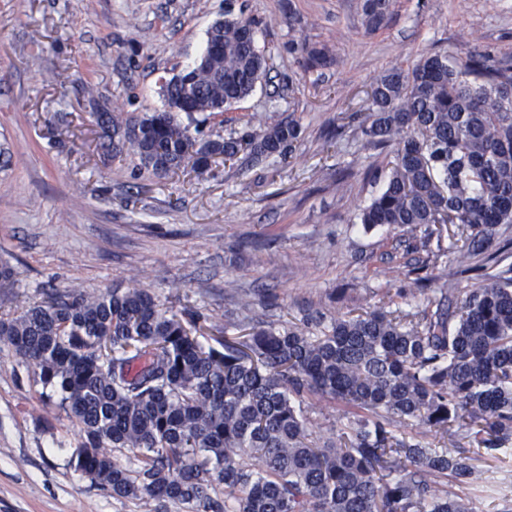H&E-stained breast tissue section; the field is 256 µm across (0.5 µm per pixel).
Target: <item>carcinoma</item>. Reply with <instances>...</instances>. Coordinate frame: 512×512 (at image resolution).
Returning a JSON list of instances; mask_svg holds the SVG:
<instances>
[{"mask_svg": "<svg viewBox=\"0 0 512 512\" xmlns=\"http://www.w3.org/2000/svg\"><path fill=\"white\" fill-rule=\"evenodd\" d=\"M392 0H362L365 30L383 25ZM207 68L179 71L162 91L166 109L126 119L95 113L97 149L133 154L164 177L205 174L218 160L292 151L295 118L241 136L200 139L174 106L215 118L267 77L254 21L232 10L207 31ZM309 71L334 62L330 48L292 38ZM369 144L395 145L381 191L360 223L423 229L425 250L446 224L451 258L438 278L480 270L474 258L498 226L512 224V65L475 52L452 63L429 52L410 70L393 67L368 95L359 125ZM469 242L457 248L460 240ZM490 256L493 273L456 310L439 304L378 305L314 327L257 324L224 330L217 346L196 333L207 318L160 302L138 280L126 288H47L42 300L0 318V343L36 367L59 394L85 442L75 470L157 512H472L465 489L482 484L468 458L430 448L427 433L454 426L477 450L512 456V262ZM340 403L347 430L312 436L302 405ZM409 425L411 439L399 436ZM134 453L136 467L115 451ZM457 485L448 493L441 480ZM224 496H219V488Z\"/></svg>", "mask_w": 512, "mask_h": 512, "instance_id": "cac0c4a2", "label": "carcinoma"}]
</instances>
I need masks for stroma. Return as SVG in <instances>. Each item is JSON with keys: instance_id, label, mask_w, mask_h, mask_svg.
I'll use <instances>...</instances> for the list:
<instances>
[{"instance_id": "1", "label": "stroma", "mask_w": 512, "mask_h": 512, "mask_svg": "<svg viewBox=\"0 0 512 512\" xmlns=\"http://www.w3.org/2000/svg\"><path fill=\"white\" fill-rule=\"evenodd\" d=\"M228 7L257 21L269 73L200 135L292 115V152L165 179L134 156L100 155L94 106L162 110V79L202 53ZM293 37L328 45L334 63L304 71ZM426 51L512 63V0H393L373 33L359 0H0V262L15 271L0 284V316L49 286H124L137 271L159 299L179 289L219 325L298 324L414 291L407 246L421 230L356 219L393 159L356 129L373 81ZM82 441L0 343V512H154L150 498H114L76 472Z\"/></svg>"}]
</instances>
